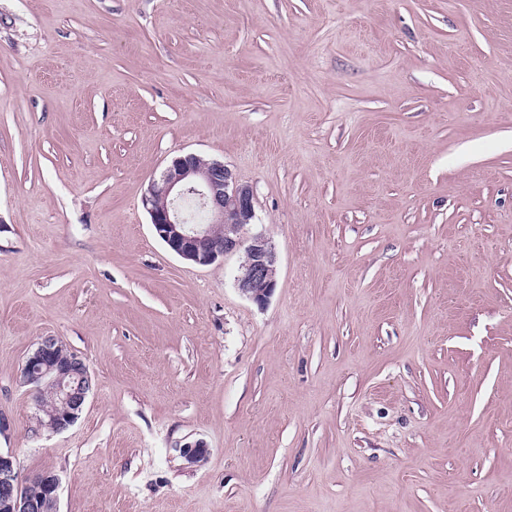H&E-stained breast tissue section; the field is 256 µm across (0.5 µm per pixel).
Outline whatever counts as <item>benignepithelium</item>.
Wrapping results in <instances>:
<instances>
[{
    "label": "benign epithelium",
    "instance_id": "7a95c632",
    "mask_svg": "<svg viewBox=\"0 0 512 512\" xmlns=\"http://www.w3.org/2000/svg\"><path fill=\"white\" fill-rule=\"evenodd\" d=\"M191 197L203 212L194 222L183 211ZM154 234L182 259L208 266L244 250L247 261L235 276L239 292L259 306L267 304L276 287L278 256L262 233L245 236L254 223L252 188L239 182L224 162L196 153L174 157L159 176L150 180L143 199ZM22 383L35 392L37 429L61 433L82 413L92 391V375L85 360L60 338L47 335L27 357ZM189 465L204 460L202 441L180 448ZM34 488L37 495L29 493ZM59 479L50 470L21 480L17 460L0 451V512H59Z\"/></svg>",
    "mask_w": 512,
    "mask_h": 512
}]
</instances>
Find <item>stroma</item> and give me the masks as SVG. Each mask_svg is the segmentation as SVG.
<instances>
[{"instance_id":"obj_1","label":"stroma","mask_w":512,"mask_h":512,"mask_svg":"<svg viewBox=\"0 0 512 512\" xmlns=\"http://www.w3.org/2000/svg\"><path fill=\"white\" fill-rule=\"evenodd\" d=\"M183 152L251 186L267 305L153 235ZM0 414L60 512H512V0H0ZM22 382L35 392L37 430L52 433H61L78 420L92 391L85 360L53 335L41 337L27 357Z\"/></svg>"}]
</instances>
